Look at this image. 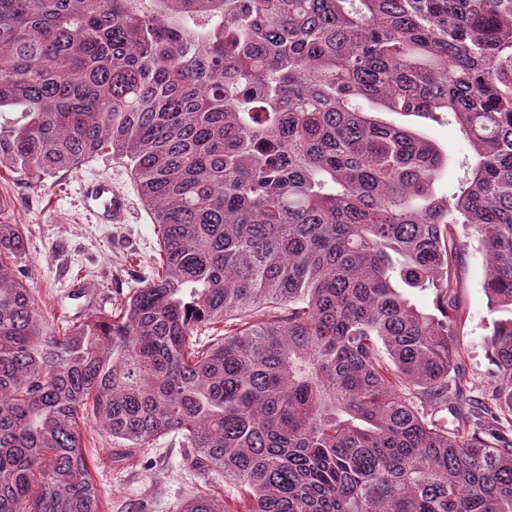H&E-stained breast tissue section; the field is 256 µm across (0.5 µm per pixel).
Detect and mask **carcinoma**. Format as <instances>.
Segmentation results:
<instances>
[{
  "label": "carcinoma",
  "instance_id": "cac0c4a2",
  "mask_svg": "<svg viewBox=\"0 0 512 512\" xmlns=\"http://www.w3.org/2000/svg\"><path fill=\"white\" fill-rule=\"evenodd\" d=\"M440 113L450 195L448 150L387 119ZM104 150L161 270L56 327L0 221V512H102L85 415L224 479L178 512H512V0H0V167L43 189ZM459 224L500 313L483 402ZM390 119L397 122L410 124L423 130L429 137L441 144L444 148L448 149L449 163L448 171H446L438 183V189L441 192L447 193L450 191L457 182V178L462 173L457 169L454 160L462 157L470 152L468 143L463 139L455 124L448 121H441V123L429 122L422 124L416 117H403L399 115H390Z\"/></svg>",
  "mask_w": 512,
  "mask_h": 512
}]
</instances>
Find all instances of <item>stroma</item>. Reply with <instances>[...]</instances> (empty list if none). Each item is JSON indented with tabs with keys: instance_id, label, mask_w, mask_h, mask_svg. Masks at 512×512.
Returning a JSON list of instances; mask_svg holds the SVG:
<instances>
[{
	"instance_id": "1",
	"label": "stroma",
	"mask_w": 512,
	"mask_h": 512,
	"mask_svg": "<svg viewBox=\"0 0 512 512\" xmlns=\"http://www.w3.org/2000/svg\"><path fill=\"white\" fill-rule=\"evenodd\" d=\"M424 133L448 151L453 164L438 183L450 191L460 175L455 159L468 154V143L448 121L420 123ZM111 179L129 192L133 211L128 223L96 224L80 194L83 179ZM0 197L10 199L11 223L20 225L25 251L12 262L19 281L38 298L47 316L73 321L114 313L133 289L154 274L158 232L143 204L129 166L111 154L94 157L80 169L56 179L50 188L31 190L25 177L0 168ZM457 296L460 318L455 340L459 362L475 392L491 394L498 383L487 338L495 318L485 290V257L478 241L462 234ZM85 285L77 294L76 285ZM90 470L101 492L103 512H178L193 495H222L214 479L194 470L186 449L165 437L116 459L111 442L92 420L82 425Z\"/></svg>"
}]
</instances>
